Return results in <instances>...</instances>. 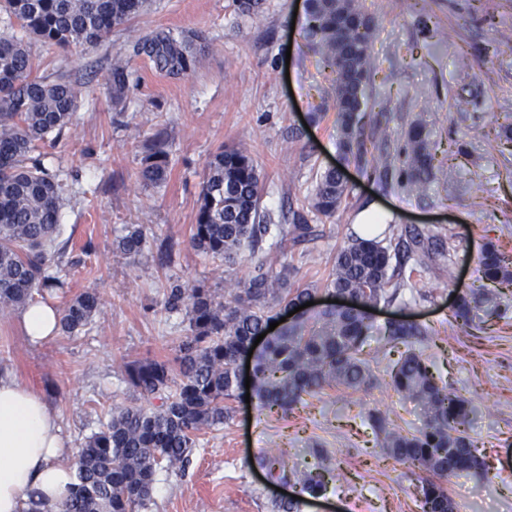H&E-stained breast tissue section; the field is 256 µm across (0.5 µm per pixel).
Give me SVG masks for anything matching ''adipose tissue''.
Returning a JSON list of instances; mask_svg holds the SVG:
<instances>
[{
  "label": "adipose tissue",
  "mask_w": 512,
  "mask_h": 512,
  "mask_svg": "<svg viewBox=\"0 0 512 512\" xmlns=\"http://www.w3.org/2000/svg\"><path fill=\"white\" fill-rule=\"evenodd\" d=\"M58 320V310L43 303L19 314L35 346L55 337ZM66 454L58 415L44 397L12 373H0V512H23L32 498L48 504L64 499L74 473L62 462Z\"/></svg>",
  "instance_id": "obj_1"
}]
</instances>
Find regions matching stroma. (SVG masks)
I'll use <instances>...</instances> for the list:
<instances>
[{
    "label": "stroma",
    "mask_w": 512,
    "mask_h": 512,
    "mask_svg": "<svg viewBox=\"0 0 512 512\" xmlns=\"http://www.w3.org/2000/svg\"><path fill=\"white\" fill-rule=\"evenodd\" d=\"M360 3L373 21L368 155L398 152L410 123L425 120L441 176L419 194L406 192L397 176L382 180L343 163L333 76L308 45L305 0H263L249 16L234 0H154L94 46L66 50L31 40L35 75L63 74L81 89L73 126L37 150L63 187L60 239L71 261L47 302L59 308L92 289L99 311L79 333L39 346L15 314L0 313V369L45 395L70 450L112 412L144 406L127 363L173 359L188 320L165 305L172 283L200 282L221 295L251 274L254 258L228 267L189 242L206 159L240 144L264 174L262 207L275 223H292L298 212L322 232L311 256H285L297 283L323 285L338 249L362 233L360 214L370 206L396 229L434 235L449 249V258H428L425 270L403 266V293L373 308L364 354L383 346L390 320L425 329L418 348L440 385L472 398L476 413L465 432L488 463L487 472L447 479L454 512H512V284L487 281L479 263L488 241L512 258V40L501 38L512 33V0ZM168 31L194 39L186 73L158 68L141 49L144 39ZM118 58L130 82L116 103L109 88ZM319 108L324 121L308 125ZM380 112L388 118L383 133L374 123ZM473 127L481 138L471 137ZM159 132L168 142L167 178L146 187L138 172ZM335 167L350 195L335 216L316 217L308 205L316 176ZM447 170L453 181L444 180ZM134 225L148 243L129 258L116 242ZM166 237L176 247L163 263L154 242ZM463 290L501 295L500 311L459 325L451 302ZM388 365H373L370 383L357 390L328 389L285 414L235 400L231 418L203 435L185 471L158 475L148 512H272L277 491L256 458L273 439L305 460L322 450L344 472L301 512H421L416 476L383 454L369 419L381 411L403 431L422 425L417 403L392 390Z\"/></svg>",
    "instance_id": "35a3bbf8"
}]
</instances>
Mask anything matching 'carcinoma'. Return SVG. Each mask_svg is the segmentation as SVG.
Listing matches in <instances>:
<instances>
[{
    "label": "carcinoma",
    "instance_id": "cac0c4a2",
    "mask_svg": "<svg viewBox=\"0 0 512 512\" xmlns=\"http://www.w3.org/2000/svg\"><path fill=\"white\" fill-rule=\"evenodd\" d=\"M153 0H0V11L15 20L23 32L0 35V309L17 310L35 301V295L60 284L66 245L60 243L62 184L31 157L36 145L72 126L80 89L59 77L47 81L33 75L25 37L35 36L63 48L101 41L112 29L148 11ZM371 18L359 0H310L307 34L326 67L335 74L337 148L342 158L366 164L367 148L356 112L367 103L365 79L370 71ZM142 50L171 73L189 71L194 56L181 36L158 34ZM127 65L112 67L111 96L118 102L128 90ZM429 131L415 120L406 143L396 155L386 151L374 159L373 169L386 176L398 168L401 184L419 193L434 178ZM169 167L166 140L156 135L148 146L139 181L146 187L165 180ZM263 174L250 151L228 145L205 164L190 244L197 252L228 265L245 251L263 252L274 235L296 247L313 239L314 227L300 216L292 224H277L261 209ZM349 195L338 171L327 169L316 180L309 207L318 216L336 214ZM146 242L143 228L133 227L119 241L126 255H139ZM398 254L377 237L353 235L336 253L324 293H340L356 302L353 308L334 306L313 319L303 314L291 325L267 337L255 353L252 392L257 407L283 412L316 397L326 389H358L371 377L362 358L372 324L368 310L398 297L394 282ZM512 263L497 247L484 245L480 266L489 281L512 282ZM290 265L275 267L258 260L254 274L219 298L201 283H177L167 289L166 304L184 308L190 334L176 346L171 361L145 359L126 366L131 385L146 397L161 401L155 409L125 408L110 416L86 438L72 463L76 483L64 500L51 507L30 501L25 512H145L151 505L159 471H183L199 436L230 418L229 402L236 398V359L252 348L253 340L284 310L312 300L317 289L288 283ZM495 313L499 298L462 293L453 319L467 325L480 306ZM99 309V297L85 290L60 311V329L73 335L88 325ZM422 330L410 324H392L386 343L406 350L393 362L391 387L416 401L423 424L415 433L389 427V415L375 413L382 434L383 453L409 470L432 475L421 485L423 512L453 509L439 479L485 469L464 427L473 413V401L451 392L435 380L429 365L413 349ZM273 450L258 458L274 482L299 486V495L318 497L335 479L333 470L319 462L303 468L295 457L271 442Z\"/></svg>",
    "mask_w": 512,
    "mask_h": 512
}]
</instances>
